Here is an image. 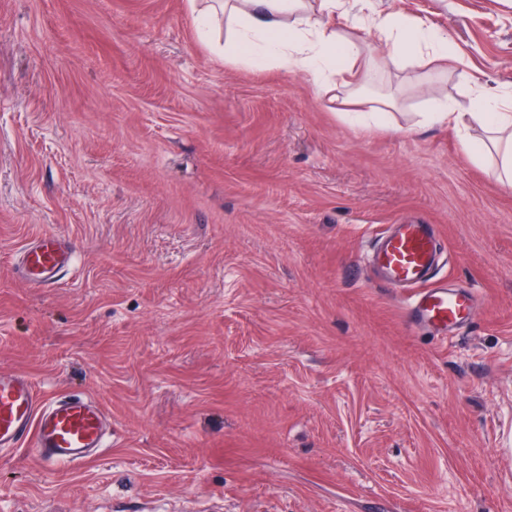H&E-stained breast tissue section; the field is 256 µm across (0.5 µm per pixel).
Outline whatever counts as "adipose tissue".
Masks as SVG:
<instances>
[{
  "mask_svg": "<svg viewBox=\"0 0 512 512\" xmlns=\"http://www.w3.org/2000/svg\"><path fill=\"white\" fill-rule=\"evenodd\" d=\"M305 9L303 0H217L195 11L194 20L202 39L225 60L252 69L303 72L320 88L354 79L358 74L357 46L306 16ZM364 24L384 37L387 55L396 64L417 65L427 50L434 59L448 58L447 35L423 21L400 22L389 16L368 18ZM219 28L224 31L220 42L214 39ZM426 119L456 128L469 121L495 135L512 128V93L493 95L477 88L468 111L443 101Z\"/></svg>",
  "mask_w": 512,
  "mask_h": 512,
  "instance_id": "ef3b65f1",
  "label": "adipose tissue"
}]
</instances>
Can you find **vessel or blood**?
<instances>
[{"mask_svg":"<svg viewBox=\"0 0 512 512\" xmlns=\"http://www.w3.org/2000/svg\"><path fill=\"white\" fill-rule=\"evenodd\" d=\"M433 225H390L376 240L369 262L386 286L409 290L406 319L445 339L468 327L478 307L474 291L435 283L440 262ZM74 261V252L51 233L38 235L23 251L19 273L48 287ZM107 417L91 399L40 394L27 373L0 372V451L32 448L41 464L77 466L104 446Z\"/></svg>","mask_w":512,"mask_h":512,"instance_id":"vessel-or-blood-1","label":"vessel or blood"}]
</instances>
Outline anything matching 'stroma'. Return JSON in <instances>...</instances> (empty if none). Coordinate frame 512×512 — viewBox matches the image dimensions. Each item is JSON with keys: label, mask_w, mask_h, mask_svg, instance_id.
I'll list each match as a JSON object with an SVG mask.
<instances>
[{"label": "stroma", "mask_w": 512, "mask_h": 512, "mask_svg": "<svg viewBox=\"0 0 512 512\" xmlns=\"http://www.w3.org/2000/svg\"><path fill=\"white\" fill-rule=\"evenodd\" d=\"M366 8L448 61L340 18L374 78L319 94L224 61L190 0H0V371L112 420L81 467L0 452V512H512V188L424 120L512 92V0ZM412 221L484 302L444 343L363 263ZM44 232L51 288L15 271ZM385 39L388 57L402 66H414L423 59V48L433 52L429 60L448 61V37L423 21L398 22L393 17L356 20ZM74 262V252L60 238L42 233L25 245L19 273L39 287H49L63 268Z\"/></svg>", "instance_id": "1"}]
</instances>
